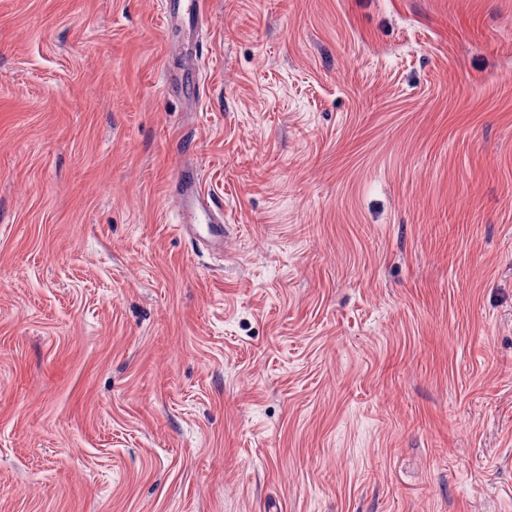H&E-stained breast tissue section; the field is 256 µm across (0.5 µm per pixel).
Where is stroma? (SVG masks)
<instances>
[{"label": "stroma", "instance_id": "obj_1", "mask_svg": "<svg viewBox=\"0 0 512 512\" xmlns=\"http://www.w3.org/2000/svg\"><path fill=\"white\" fill-rule=\"evenodd\" d=\"M206 2L0 0V512H512V0ZM202 0H162L161 10L166 18L188 19L191 23H202L204 11ZM175 193L180 200V214L178 224L183 227L194 228L201 222L207 224V239L215 249L224 248V218L221 212L214 209V202L210 195L203 192L200 186L198 173L195 179L175 187Z\"/></svg>", "mask_w": 512, "mask_h": 512}]
</instances>
